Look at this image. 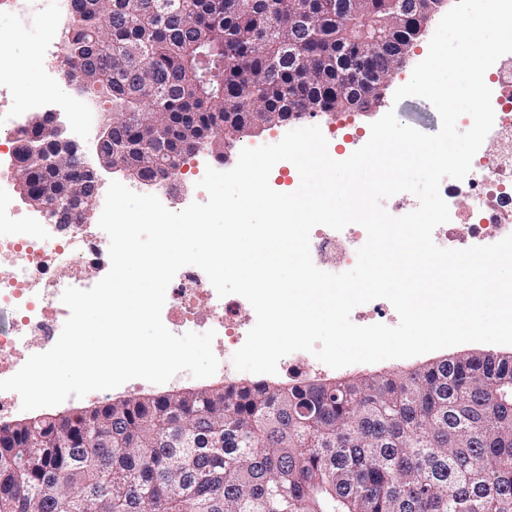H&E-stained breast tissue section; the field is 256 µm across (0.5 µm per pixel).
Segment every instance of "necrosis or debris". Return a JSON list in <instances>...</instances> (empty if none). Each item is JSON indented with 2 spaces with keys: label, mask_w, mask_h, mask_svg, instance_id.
Masks as SVG:
<instances>
[{
  "label": "necrosis or debris",
  "mask_w": 512,
  "mask_h": 512,
  "mask_svg": "<svg viewBox=\"0 0 512 512\" xmlns=\"http://www.w3.org/2000/svg\"><path fill=\"white\" fill-rule=\"evenodd\" d=\"M494 125L472 160L469 174L462 179L472 197L467 209H460L456 191L446 186L450 220L433 232L440 247L458 242L456 225H466L468 235L500 240L512 235V53L500 57L490 69ZM11 221L13 234L0 235V310L15 318L8 330L0 331V380L13 376L34 350L48 351L54 345L69 316L61 297L72 281L67 275L74 266H95L108 235L88 224H31L18 213L8 188L0 182V220ZM365 230L357 224L340 231L317 226L310 237L315 256L346 267L357 260ZM206 305L207 319H200L198 305ZM238 300L218 296L208 278L188 269L175 281L172 305L167 312L169 330L177 335L198 329L215 331L214 354L225 375L235 371L230 352L246 339L252 321L238 319Z\"/></svg>",
  "instance_id": "obj_1"
}]
</instances>
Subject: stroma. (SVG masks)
Instances as JSON below:
<instances>
[{"mask_svg": "<svg viewBox=\"0 0 512 512\" xmlns=\"http://www.w3.org/2000/svg\"><path fill=\"white\" fill-rule=\"evenodd\" d=\"M437 20H430L425 31L416 40L403 62L392 72L384 89V101L375 111L362 114L359 112H340L336 116L315 117L318 125L329 142V153L345 149L353 153L355 144L346 140L347 133L359 130L369 132L370 125L381 118L386 110H395L400 122L425 133L437 132L440 117L435 107L418 97L411 96L394 101L393 94L397 88L406 84L416 64L427 53L429 41L437 28ZM0 28L10 32L8 41L0 43V52L5 53L10 65L22 68L27 74V91L19 93L16 85L6 79H0V89L6 90L12 99L21 100L23 110L34 117L44 110L48 95L49 70L61 65L65 57V45L61 42H46L45 15L41 12L23 13L20 9L0 12ZM62 120L68 137L78 144L85 155L86 162L98 170L102 181L122 180V173L100 167L98 156L93 149L94 140L99 133L100 124L84 126L80 115L63 114Z\"/></svg>", "mask_w": 512, "mask_h": 512, "instance_id": "1", "label": "stroma"}]
</instances>
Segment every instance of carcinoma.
I'll return each instance as SVG.
<instances>
[{"instance_id":"obj_1","label":"carcinoma","mask_w":512,"mask_h":512,"mask_svg":"<svg viewBox=\"0 0 512 512\" xmlns=\"http://www.w3.org/2000/svg\"><path fill=\"white\" fill-rule=\"evenodd\" d=\"M425 0H98L75 13L65 65L112 111L338 112L360 66L356 36L389 72L395 19ZM98 50H92V47ZM47 120L21 128L19 169L37 201L65 152ZM112 139L139 141L130 122ZM192 150L151 172L176 176ZM109 442L99 440L101 433ZM512 512V356L450 355L405 374L342 376L106 402L87 415L0 430V512Z\"/></svg>"}]
</instances>
